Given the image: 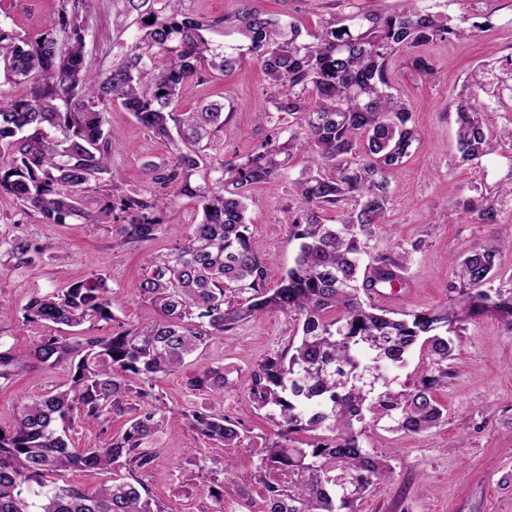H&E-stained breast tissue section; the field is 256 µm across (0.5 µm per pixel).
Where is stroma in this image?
Listing matches in <instances>:
<instances>
[{
  "instance_id": "obj_1",
  "label": "stroma",
  "mask_w": 512,
  "mask_h": 512,
  "mask_svg": "<svg viewBox=\"0 0 512 512\" xmlns=\"http://www.w3.org/2000/svg\"><path fill=\"white\" fill-rule=\"evenodd\" d=\"M435 11H448L454 19L489 15L487 31L463 40L437 41L423 46L434 71L425 75L406 63L405 54L392 62L396 93L410 102L420 135L404 167L390 176V204L384 224L378 226L373 253L410 251L404 272L408 297L403 311L413 313L449 304L452 280L449 262L480 247L492 236L494 226L478 223L458 207L461 196L479 187L498 192L501 217L512 220V146L504 145L483 158L480 167L461 164L456 142L454 114L448 104L465 94L466 81L482 61L498 59L500 66L486 75L484 102L497 111L500 124L512 123V0H424ZM256 10L269 17L290 16L303 27L318 29L331 15L344 16L377 7L408 8V0H252ZM62 0H0V25L18 38L31 40L53 28ZM116 0H95L86 54L95 68L108 72L126 42L136 32L133 18L116 24ZM269 85L254 58L244 57L235 70L212 72L202 81L184 84L177 110L194 111L217 100L235 105L229 123L216 133L208 153L212 163L235 160L249 154L271 131L260 124L257 112L265 109ZM105 132L117 146L112 166L128 190L148 188L147 162L170 158L172 145L142 130L131 112L120 104L106 112ZM306 167V156L294 154L282 175L251 186L247 221L259 243L268 270L269 287L294 263L296 242L288 238L284 210L292 182ZM102 193H87L84 216L64 224H42L25 214L8 196H0V230L22 224L40 243L52 246L53 256L35 268L0 274V297L12 308L0 319V336L16 350H25L44 334L39 325L24 323L23 309L34 293L49 292L68 281L102 275L112 291L121 293V321L146 324L156 317L152 304L140 298L136 286L154 258L181 243L189 225L198 223L201 211L182 197L164 214V231L153 241L116 246L110 225L87 223L86 214L97 213ZM294 321L287 315L265 310L238 326L231 336L214 338L187 359L184 366L163 377L155 392L168 411L156 436L158 457L145 483L168 512H213L210 478L192 461L196 435L185 413L194 407L216 404L240 421L246 431L240 446L208 448L209 457L230 461L247 475V482H224V501L233 512H264L262 482L255 478L260 449L275 437L277 427L248 396L246 378L264 358L281 351L293 337ZM203 366L224 367L229 383L224 396L190 392L187 375ZM446 387L436 399L447 420L425 433L392 432L385 425L365 422L364 444L386 454L390 474L366 492L359 512H512V331L495 317L472 319L461 338L458 358ZM67 367L26 368L12 380H0V426L10 425L23 404L46 391L64 385Z\"/></svg>"
}]
</instances>
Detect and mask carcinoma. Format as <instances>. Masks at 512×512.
<instances>
[{"mask_svg": "<svg viewBox=\"0 0 512 512\" xmlns=\"http://www.w3.org/2000/svg\"><path fill=\"white\" fill-rule=\"evenodd\" d=\"M56 25L31 42H19L0 25V65L7 79L39 72L29 95L0 91V196L65 224L83 215L84 194L109 176L112 188L93 223L118 222L113 243L151 241L163 231L162 214L179 197L196 200L202 219L184 242L158 255L137 286L159 317L144 325L119 322L120 294L105 278L76 280L60 291L34 294L23 319L59 326L23 352L0 339V379L31 364L69 370L65 388L23 405L12 424L0 426V512H166L150 496L143 477L158 452L154 436L164 408L156 382L179 369L186 357L238 323L270 309L297 325V340L264 358L247 377L248 393L280 427L278 440L262 449L260 468L266 512H357L359 501L390 473L386 460L363 446L355 424L366 416L392 431L421 433L437 426L443 410L436 391L447 385L455 338L473 318L491 315L512 330V279L495 271L500 248L512 233L500 230L489 245L452 262L449 305L396 319L373 303L379 288L404 282L409 251L386 252L364 263L368 241L384 223L388 176L401 169L419 133L410 103L392 92L391 62L407 54L411 67L433 72L420 48L466 38L490 24L465 27L444 12L417 6L332 17L316 31L243 8L232 16L204 20L183 10V0H120L138 13L137 35L123 57L101 74L85 55L93 0H62ZM154 18L151 23L148 18ZM224 28L238 39L217 51L206 33ZM63 38H58V34ZM256 57L270 85V123L287 114L297 128L280 141L265 137L246 157L219 164L212 184L193 173L203 151L232 111L209 103L176 112L179 90L203 80L208 69L225 72L245 55ZM286 87L288 91L280 92ZM485 84L472 75L470 91L450 103L456 115L461 159L478 166L498 140L512 141V127L497 125V113L481 102ZM121 104L146 131L180 145L168 161L149 164L151 188L126 192L111 167L115 146L105 133L106 109ZM296 152L307 153V170L292 182L284 223L298 242L294 265L278 286L267 287V268L249 232L245 192L286 169ZM338 223L324 222V212ZM482 224H501L494 197L482 192L463 201ZM48 247L25 234L0 231V271L34 267L51 258ZM117 323L106 336L88 335L86 323ZM72 336L64 335L66 331ZM429 363L397 389L388 373L406 365L416 345ZM229 383L221 366L186 379L187 389L223 396ZM125 417V429L101 446L77 450L70 432L78 425ZM188 422L205 444L232 447L242 424L210 408H193ZM314 432L303 447L292 435ZM326 436H319V433ZM200 470L232 474L229 466L193 455ZM72 471L112 472L91 490L67 479Z\"/></svg>", "mask_w": 512, "mask_h": 512, "instance_id": "carcinoma-1", "label": "carcinoma"}]
</instances>
